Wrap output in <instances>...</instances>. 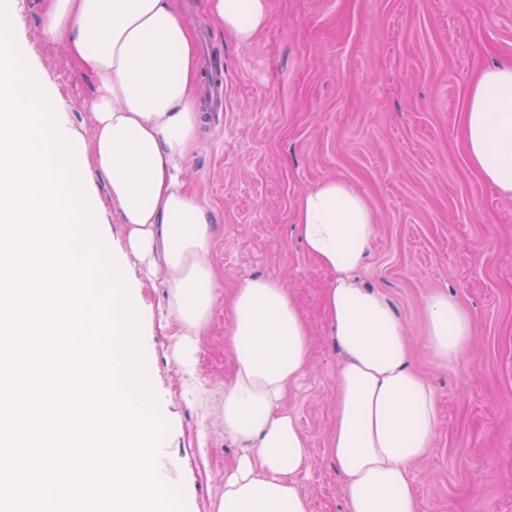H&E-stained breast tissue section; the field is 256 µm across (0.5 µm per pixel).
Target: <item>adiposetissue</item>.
I'll use <instances>...</instances> for the list:
<instances>
[{
    "instance_id": "1",
    "label": "adipose tissue",
    "mask_w": 512,
    "mask_h": 512,
    "mask_svg": "<svg viewBox=\"0 0 512 512\" xmlns=\"http://www.w3.org/2000/svg\"><path fill=\"white\" fill-rule=\"evenodd\" d=\"M208 12L246 45L267 26L269 0H208ZM43 33L96 81L89 174L107 186L120 247L141 281L166 274L178 325L173 356L194 380L215 293L211 218L177 176L200 120L193 34L172 0H48ZM462 141L469 165L512 197V62L472 81ZM375 225L367 199L336 179L305 193L296 210L306 252L333 275L323 305L344 355L326 455L344 479L345 512H419L411 474L433 448L438 398L390 303L354 276ZM232 311L224 432L247 447L224 473L216 512H311L298 482L314 459L286 407L310 364L303 313L266 278L244 280ZM425 315L432 354L445 364L459 358L473 337L470 316L442 294L427 299Z\"/></svg>"
}]
</instances>
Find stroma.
Returning a JSON list of instances; mask_svg holds the SVG:
<instances>
[{
	"label": "stroma",
	"instance_id": "1",
	"mask_svg": "<svg viewBox=\"0 0 512 512\" xmlns=\"http://www.w3.org/2000/svg\"><path fill=\"white\" fill-rule=\"evenodd\" d=\"M192 32L224 58V109L203 112L181 179L213 218L216 292L199 340L201 392L172 357L165 279L134 284L152 389L170 426L161 478L182 486L186 512H216L224 471L241 451L224 433L231 296L247 278L282 283L310 332L311 360L288 400L314 458L299 487L312 512H345L343 478L325 457L342 354L322 292L331 275L297 238L295 211L328 179L351 184L376 216L357 276L408 329L414 362L441 417L412 472L420 512H512V198L473 169L462 119L474 75L512 60V0H270L251 44L215 24L206 0H175ZM44 0H17L14 37L57 119L93 131V83L42 34ZM445 293L475 325L451 364L430 353L424 303Z\"/></svg>",
	"mask_w": 512,
	"mask_h": 512
}]
</instances>
